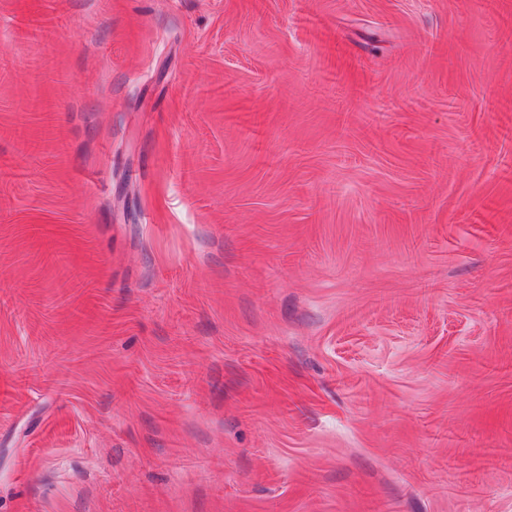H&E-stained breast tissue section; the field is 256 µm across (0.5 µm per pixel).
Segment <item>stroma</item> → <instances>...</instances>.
<instances>
[{"mask_svg": "<svg viewBox=\"0 0 512 512\" xmlns=\"http://www.w3.org/2000/svg\"><path fill=\"white\" fill-rule=\"evenodd\" d=\"M0 512H512V0H0Z\"/></svg>", "mask_w": 512, "mask_h": 512, "instance_id": "obj_1", "label": "stroma"}]
</instances>
